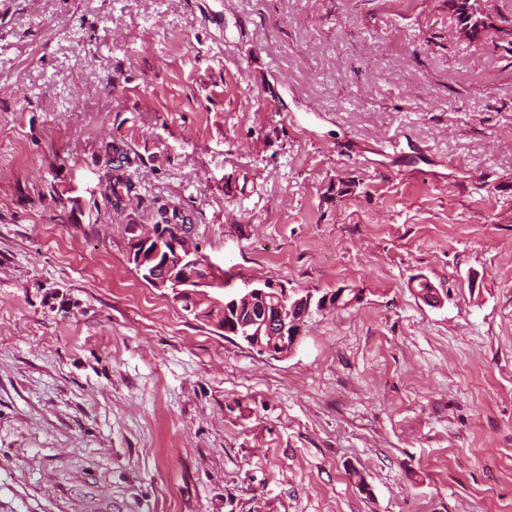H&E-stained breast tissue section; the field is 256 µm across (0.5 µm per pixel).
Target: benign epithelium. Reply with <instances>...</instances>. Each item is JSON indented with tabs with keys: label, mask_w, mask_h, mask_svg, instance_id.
I'll return each mask as SVG.
<instances>
[{
	"label": "benign epithelium",
	"mask_w": 512,
	"mask_h": 512,
	"mask_svg": "<svg viewBox=\"0 0 512 512\" xmlns=\"http://www.w3.org/2000/svg\"><path fill=\"white\" fill-rule=\"evenodd\" d=\"M460 0H451L462 37H480L490 26L481 0L464 9ZM128 261L136 273L154 288L167 289L187 302L188 311L227 336L240 339L261 354L283 357L298 346L305 319L315 311L340 304L345 290L326 292L319 297L306 294L293 298L287 289L263 282L248 283L239 291L218 299L210 295L212 265L190 248L185 235L170 238L154 233L135 235L129 243Z\"/></svg>",
	"instance_id": "1"
}]
</instances>
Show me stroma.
<instances>
[{"mask_svg": "<svg viewBox=\"0 0 512 512\" xmlns=\"http://www.w3.org/2000/svg\"><path fill=\"white\" fill-rule=\"evenodd\" d=\"M483 7L472 43L448 0H0V512H512V0ZM164 204L214 297L361 298L285 357L227 339L128 261Z\"/></svg>", "mask_w": 512, "mask_h": 512, "instance_id": "obj_1", "label": "stroma"}]
</instances>
